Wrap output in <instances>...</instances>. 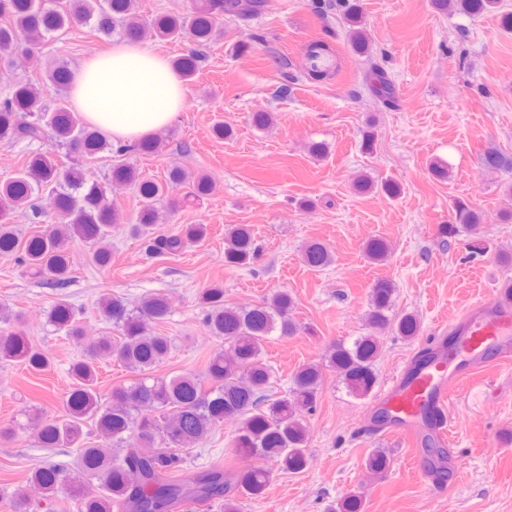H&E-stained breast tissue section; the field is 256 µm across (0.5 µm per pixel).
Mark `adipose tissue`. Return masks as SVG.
<instances>
[{"label":"adipose tissue","mask_w":512,"mask_h":512,"mask_svg":"<svg viewBox=\"0 0 512 512\" xmlns=\"http://www.w3.org/2000/svg\"><path fill=\"white\" fill-rule=\"evenodd\" d=\"M71 97L81 119L119 147L156 137L183 107L185 87L169 61L143 41H116L106 55L71 73Z\"/></svg>","instance_id":"1"}]
</instances>
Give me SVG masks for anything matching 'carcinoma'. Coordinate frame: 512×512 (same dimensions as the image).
Returning a JSON list of instances; mask_svg holds the SVG:
<instances>
[{
    "label": "carcinoma",
    "mask_w": 512,
    "mask_h": 512,
    "mask_svg": "<svg viewBox=\"0 0 512 512\" xmlns=\"http://www.w3.org/2000/svg\"><path fill=\"white\" fill-rule=\"evenodd\" d=\"M431 4L439 12L473 17L499 11L503 29L512 33V12L501 11V0H431ZM262 5L263 0H189L186 12L159 15L146 26L137 0H0V63L9 64L14 56L25 54L30 67L45 71L47 78L45 84L21 79L0 97V141L28 147L22 167L0 181V254L13 257L37 282L54 287L71 279L68 242L72 240L93 247V264L110 265L115 209L94 165L103 153L147 155L156 146L155 140L142 139L116 149L105 134L78 117L68 96L70 70L43 62L38 53L43 41L57 38L81 22L106 36L118 29L125 38L136 40L148 27L158 41L186 38L205 45L220 34V17L249 19ZM339 7L352 51L369 54L371 40L357 0H340ZM307 54L313 59L310 71L314 76L332 73L329 66L316 63L330 54L325 43H309ZM199 63L200 56L194 52L171 61L187 82L199 71ZM371 76L378 83L383 103L397 106L387 76L378 68ZM52 87L60 97L52 108H43L41 100ZM46 140L77 154V159L68 165L55 160L42 148ZM480 163L486 171L512 170V156L494 146L483 149ZM109 181L130 187L141 201L130 232L148 257L178 256L206 238V224H185L172 234L159 232L156 203L185 184L195 199L209 195L212 181L208 175H192L173 166L157 181L141 176L134 165L122 163L112 166ZM377 188L391 197L402 192L395 181L379 185L368 175L356 181L360 192ZM42 197L52 201L55 223L23 238L11 224L12 215L28 211L33 223H39L42 210L37 200ZM455 219L453 224L441 225L442 237L452 238L462 227L476 232L482 225L481 212L464 202L456 205ZM225 244L224 262L231 267L247 266L256 258L258 248L246 224L228 227ZM363 253L369 262L382 264L390 256V244L372 237L363 243ZM302 259L312 268H325L333 262V254L325 243L310 241L303 248ZM394 293L393 282L377 280L369 293L367 332L351 341L333 343L322 361L301 365L290 388L278 398L269 393L275 371L265 352L273 335L291 336L299 329L293 317L295 299L288 291L276 290L259 304L243 308L227 303L220 284L202 289V325L209 335L224 342V348L209 358L203 374L189 371L170 377L157 376L154 371L169 358L172 339L149 328V322L168 316L167 298L149 294L135 308L118 297L104 298L102 316L117 336L90 341L84 357L72 363V384L62 418L47 420L35 407L23 412L26 422L16 423L14 429L0 428L1 441H10L17 428L29 429L44 448L78 449L73 469L66 471L51 463L36 467L24 485L12 490L1 486L0 502L8 512H31L42 502L52 508L60 502L59 495L66 494L76 512H185L188 506L204 502L218 504L221 512H239L240 500L263 497L271 483V471L252 468L236 474L211 466L178 475L175 470L222 423L233 420L237 429L231 447L237 455L263 456L284 472H303L308 464L305 415L317 407L324 370L336 373L350 396L365 399L378 384L381 335L391 330L406 339L419 336L421 322L415 315L391 314ZM48 322L58 334L76 340L83 336L78 310L64 298L52 306ZM103 359L122 364L134 379L101 392L97 364ZM14 362L35 372L50 366L49 356L28 340L23 315L0 306V364ZM88 421L95 424L100 440H89L84 432ZM132 438L154 452L141 454L129 444ZM365 466L384 473L391 468L392 458L384 449L374 448ZM84 480L94 483V494L84 493ZM330 512H363V496L350 492Z\"/></svg>",
    "instance_id": "1"
}]
</instances>
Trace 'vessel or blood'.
Here are the masks:
<instances>
[{
    "label": "vessel or blood",
    "mask_w": 512,
    "mask_h": 512,
    "mask_svg": "<svg viewBox=\"0 0 512 512\" xmlns=\"http://www.w3.org/2000/svg\"><path fill=\"white\" fill-rule=\"evenodd\" d=\"M455 350L437 358L416 375L392 377L379 400L396 418L399 436L417 442L422 427L446 434V402L463 372L486 368L491 358H512V307L499 300L472 303L455 325Z\"/></svg>",
    "instance_id": "vessel-or-blood-1"
}]
</instances>
